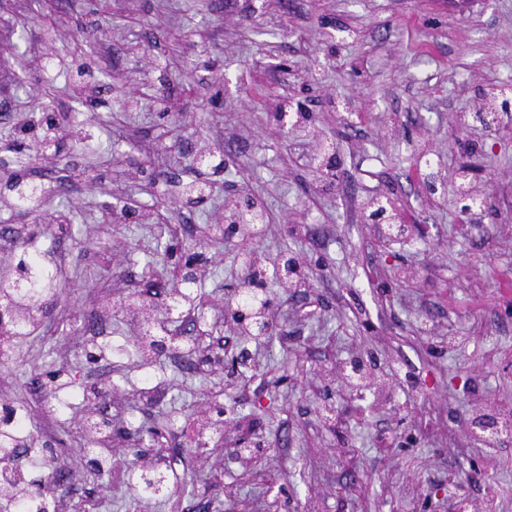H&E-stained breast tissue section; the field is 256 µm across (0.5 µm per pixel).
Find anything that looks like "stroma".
<instances>
[{
	"label": "stroma",
	"instance_id": "35a3bbf8",
	"mask_svg": "<svg viewBox=\"0 0 512 512\" xmlns=\"http://www.w3.org/2000/svg\"><path fill=\"white\" fill-rule=\"evenodd\" d=\"M0 53V159L28 144L27 182L44 169L79 188L26 214L0 171V225L63 254V293L0 367V394L28 400L29 379L60 371L57 434L82 466L83 383L92 361L107 365L125 415L109 426L117 465L95 481L106 512H136L123 462L139 431L210 407L235 412L228 456L181 447L193 491L137 512H188L196 495L222 512H453L465 496L512 512V437L485 448L466 433L476 403L512 407V0H0ZM188 141L223 166L193 163ZM466 183L488 202L463 224ZM243 192L263 206L261 235L212 238ZM193 246L196 310L223 320L226 340L223 368L200 373L135 354L138 323L111 307L114 273L172 285ZM246 249L307 264L305 295L265 282L269 344L225 317ZM88 312L103 340L78 332ZM151 375L168 394L146 411L137 388ZM254 440L236 462L231 449Z\"/></svg>",
	"mask_w": 512,
	"mask_h": 512
}]
</instances>
